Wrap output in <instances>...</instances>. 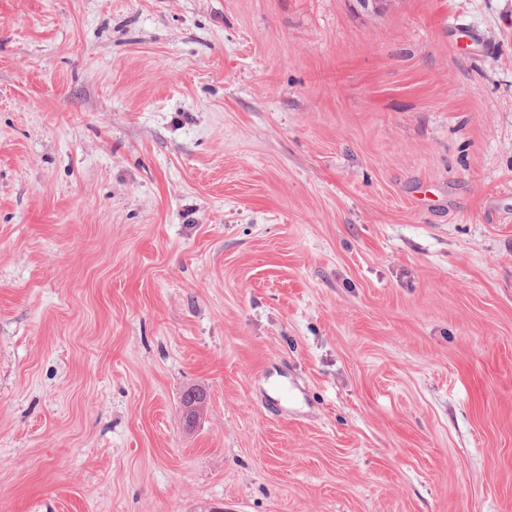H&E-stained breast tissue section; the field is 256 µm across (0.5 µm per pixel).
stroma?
<instances>
[{"mask_svg": "<svg viewBox=\"0 0 512 512\" xmlns=\"http://www.w3.org/2000/svg\"><path fill=\"white\" fill-rule=\"evenodd\" d=\"M0 512H512V0H0Z\"/></svg>", "mask_w": 512, "mask_h": 512, "instance_id": "stroma-1", "label": "stroma"}]
</instances>
